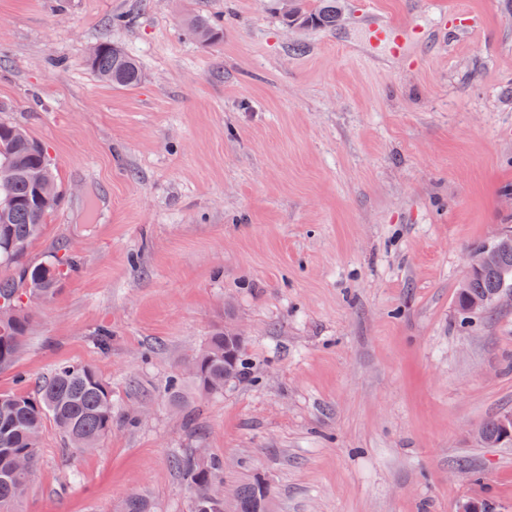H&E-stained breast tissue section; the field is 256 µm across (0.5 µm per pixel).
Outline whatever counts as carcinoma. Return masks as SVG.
Returning <instances> with one entry per match:
<instances>
[{
    "label": "carcinoma",
    "instance_id": "cac0c4a2",
    "mask_svg": "<svg viewBox=\"0 0 512 512\" xmlns=\"http://www.w3.org/2000/svg\"><path fill=\"white\" fill-rule=\"evenodd\" d=\"M284 19L289 24L331 28L336 25V0H318L313 9L303 0H292ZM191 28L197 39L211 42L220 38L221 29L206 18H196ZM97 54L89 65L103 82L115 87L132 88L139 84L141 71L137 61L108 41L97 45ZM38 141L16 125L0 128V201L8 197L12 207L6 219H0V267L14 274L0 279V368L13 365L26 341L31 315L24 299L50 301L58 283L75 266L74 261L49 255L37 264L25 261L29 245L41 234L46 218L56 207L36 199L31 174L42 171L49 182L58 184L54 165L35 148ZM512 290V249L499 255L494 268L475 273L458 291V307L469 313L472 303L489 308L494 296ZM226 338L220 330L208 337L204 346L190 359L196 374L189 377L201 392L224 391V378H238L245 369L241 350L224 356ZM52 423L68 446L78 451L96 448L112 431V392L90 366L65 362L38 388L34 398L22 393L0 394V512H14L37 462L39 442L46 423ZM479 439L486 445L500 444L499 418L486 421ZM174 464L188 487L197 492L193 512H210L213 502L205 496L206 486L224 477V461L189 450L175 456ZM263 490L257 481L242 484L235 495L240 512H258Z\"/></svg>",
    "mask_w": 512,
    "mask_h": 512
}]
</instances>
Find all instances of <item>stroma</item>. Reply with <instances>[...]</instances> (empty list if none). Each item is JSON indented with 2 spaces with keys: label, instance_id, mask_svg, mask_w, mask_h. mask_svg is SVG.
I'll return each instance as SVG.
<instances>
[{
  "label": "stroma",
  "instance_id": "stroma-1",
  "mask_svg": "<svg viewBox=\"0 0 512 512\" xmlns=\"http://www.w3.org/2000/svg\"><path fill=\"white\" fill-rule=\"evenodd\" d=\"M337 7L291 30L283 0H0V123L62 194L26 259L78 264L0 393L70 361L113 406L90 451L45 426L17 512H191L188 448L224 460L226 498L264 481L270 512H512V445L474 437L512 413V302L457 306L472 248L512 230V0ZM384 23L415 34L374 45ZM104 40L136 87L91 70ZM233 327L247 372L173 408L171 376Z\"/></svg>",
  "mask_w": 512,
  "mask_h": 512
}]
</instances>
